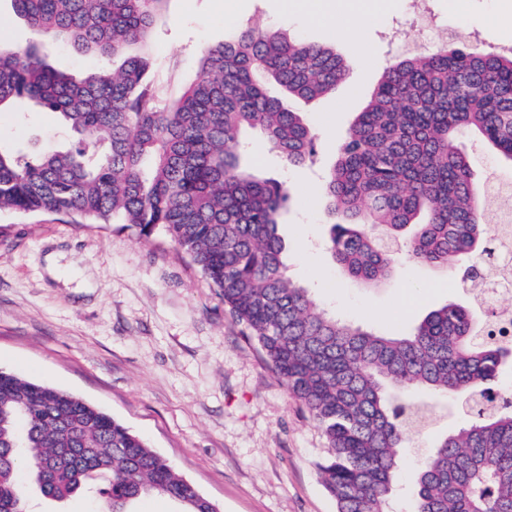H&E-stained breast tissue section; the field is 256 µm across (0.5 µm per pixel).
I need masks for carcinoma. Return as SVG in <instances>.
<instances>
[{
    "label": "carcinoma",
    "mask_w": 512,
    "mask_h": 512,
    "mask_svg": "<svg viewBox=\"0 0 512 512\" xmlns=\"http://www.w3.org/2000/svg\"><path fill=\"white\" fill-rule=\"evenodd\" d=\"M56 42L103 64L75 75L36 46L0 48V112L32 104L76 135L34 158L0 146V211H49L78 224L119 220L158 233L191 257L233 318L322 429L319 470L336 512H387L400 448L420 407L395 406L389 387L460 402L469 423L423 462L416 512H512V406L494 403L512 345L487 330L472 299L430 311L407 334L347 325L287 275L278 217L286 182L243 162L242 133L258 131L290 167L312 160L314 136L294 98L329 94L348 65L332 48L247 29L202 50L199 77L172 105L147 80V46L164 0H10ZM120 57L119 69L107 62ZM278 84L273 96L264 81ZM469 134L512 161V54L448 44L400 57L383 73L325 176L329 247L352 279H387L393 249L418 264H470L469 292L493 250L485 181L460 139ZM47 473L51 501L83 493L100 512H130L160 494L185 512L215 505L144 438L45 383L0 370V512L26 501L21 471Z\"/></svg>",
    "instance_id": "carcinoma-1"
}]
</instances>
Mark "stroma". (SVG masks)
<instances>
[{"label": "stroma", "instance_id": "stroma-1", "mask_svg": "<svg viewBox=\"0 0 512 512\" xmlns=\"http://www.w3.org/2000/svg\"><path fill=\"white\" fill-rule=\"evenodd\" d=\"M426 0L437 37L463 38L497 52L512 46V21L492 0ZM247 27L280 29L332 47L349 64L336 90L296 100L316 137L314 165L286 166L247 135L245 162L287 181L295 201L281 219L288 276L344 323L385 334L411 331L429 311L461 300L459 272L417 266L397 253L391 276L374 286L350 279L327 246L329 215L320 184L385 69L414 43L412 0L360 40L313 27L281 10V0H167L151 30L148 79L169 104L199 75L203 48ZM0 39L42 45L52 64L83 72L95 57L51 41L0 0ZM368 66H360V58ZM71 135L55 113L18 107L0 114V143L31 155L65 146ZM76 395L144 437L209 498L218 512H336L318 466L327 453L315 420L288 393L257 345L191 262L161 235L129 224H76L51 213L0 212V369ZM467 421L441 400L430 427L409 436L390 512H415L419 468L437 442Z\"/></svg>", "mask_w": 512, "mask_h": 512}]
</instances>
